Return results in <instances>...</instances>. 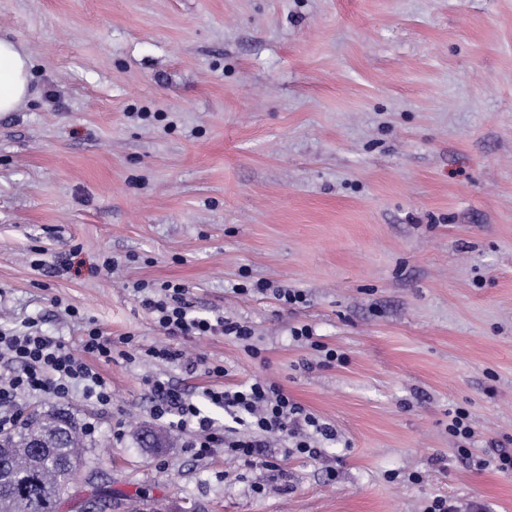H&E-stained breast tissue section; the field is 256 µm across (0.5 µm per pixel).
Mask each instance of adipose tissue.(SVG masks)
<instances>
[{"label": "adipose tissue", "mask_w": 512, "mask_h": 512, "mask_svg": "<svg viewBox=\"0 0 512 512\" xmlns=\"http://www.w3.org/2000/svg\"><path fill=\"white\" fill-rule=\"evenodd\" d=\"M32 61L17 41L0 37V113L20 111L32 95Z\"/></svg>", "instance_id": "obj_1"}]
</instances>
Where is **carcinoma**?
Returning <instances> with one entry per match:
<instances>
[{"instance_id":"obj_1","label":"carcinoma","mask_w":512,"mask_h":512,"mask_svg":"<svg viewBox=\"0 0 512 512\" xmlns=\"http://www.w3.org/2000/svg\"><path fill=\"white\" fill-rule=\"evenodd\" d=\"M89 447L87 431L61 409L36 411L0 433V512H58Z\"/></svg>"}]
</instances>
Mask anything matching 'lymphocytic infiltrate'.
I'll return each instance as SVG.
<instances>
[{"instance_id":"f902f5d3","label":"lymphocytic infiltrate","mask_w":512,"mask_h":512,"mask_svg":"<svg viewBox=\"0 0 512 512\" xmlns=\"http://www.w3.org/2000/svg\"><path fill=\"white\" fill-rule=\"evenodd\" d=\"M134 290L140 303L153 317L157 327L168 336L224 335L246 343L251 330L232 318L204 315L193 309L184 285L167 282L153 288L138 282ZM181 365L196 372L198 361L188 359L183 349L167 344L141 347L135 336H108L101 328H85L78 350H71L62 337L48 336L27 322L24 330L0 329V355L10 366L0 371V431L16 427L20 400L25 396L49 394L67 398L73 389H82L85 398L102 408L112 403L111 384L99 371L102 363L114 356L131 358L133 353ZM215 385L203 389L200 400H193L170 383L154 379L148 390L153 396L152 415L188 437L187 446L195 455H209L216 448L225 454L253 464L266 438H285L286 456L320 460L324 454L319 440H335L336 431L291 399L277 383L255 380L236 387L221 383L223 365L206 369ZM229 415L233 423L219 425L213 411Z\"/></svg>"}]
</instances>
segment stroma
<instances>
[{
	"instance_id": "stroma-1",
	"label": "stroma",
	"mask_w": 512,
	"mask_h": 512,
	"mask_svg": "<svg viewBox=\"0 0 512 512\" xmlns=\"http://www.w3.org/2000/svg\"><path fill=\"white\" fill-rule=\"evenodd\" d=\"M0 35L34 60L25 108L0 114V328L167 343L336 430L321 464L280 438L250 466L192 457L144 380L213 378L118 357L110 409L78 389L23 402L107 447L59 512H512V472L477 466L512 448V0H0ZM138 281L184 284L250 345L164 335ZM303 325L343 361L295 340ZM473 432L470 414L465 409H457L448 423V433L460 441H468Z\"/></svg>"
}]
</instances>
